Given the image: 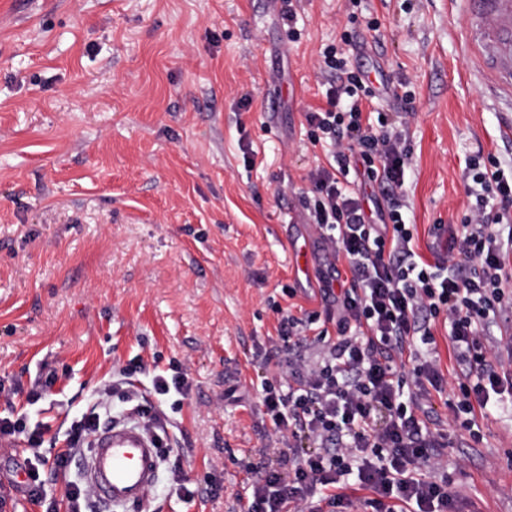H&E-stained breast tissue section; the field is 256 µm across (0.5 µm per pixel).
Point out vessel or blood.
Returning a JSON list of instances; mask_svg holds the SVG:
<instances>
[{"instance_id":"obj_1","label":"vessel or blood","mask_w":512,"mask_h":512,"mask_svg":"<svg viewBox=\"0 0 512 512\" xmlns=\"http://www.w3.org/2000/svg\"><path fill=\"white\" fill-rule=\"evenodd\" d=\"M468 17L465 44L474 73L504 104L500 129L512 135V0H459ZM85 481L113 512L146 501L159 479L156 440L143 426L116 421L96 432L82 460Z\"/></svg>"}]
</instances>
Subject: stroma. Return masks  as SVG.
<instances>
[{"label":"stroma","instance_id":"1","mask_svg":"<svg viewBox=\"0 0 512 512\" xmlns=\"http://www.w3.org/2000/svg\"><path fill=\"white\" fill-rule=\"evenodd\" d=\"M291 6L290 24L269 0H0V414L44 433L40 456L0 451V473L61 448L109 373L137 370L146 392L178 363L192 389L164 405L170 453L143 512H239L283 450L254 392L275 372L277 307L337 335L302 272L311 227L292 218L324 156L304 128L318 53L343 31L410 84L420 253L467 210L466 159H512L448 0H362L353 17L344 0ZM52 360L67 368L52 390L7 398ZM475 421L481 441L460 430L445 451L448 490L459 512H512V413ZM82 479L76 460L39 499L10 501L61 512Z\"/></svg>","mask_w":512,"mask_h":512}]
</instances>
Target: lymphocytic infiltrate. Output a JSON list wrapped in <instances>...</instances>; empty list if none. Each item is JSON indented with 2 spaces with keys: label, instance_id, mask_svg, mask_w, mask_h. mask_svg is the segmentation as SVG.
I'll list each match as a JSON object with an SVG mask.
<instances>
[{
  "label": "lymphocytic infiltrate",
  "instance_id": "lymphocytic-infiltrate-1",
  "mask_svg": "<svg viewBox=\"0 0 512 512\" xmlns=\"http://www.w3.org/2000/svg\"><path fill=\"white\" fill-rule=\"evenodd\" d=\"M350 32L319 52L326 104L307 109L308 140L326 151L308 174L309 223L323 230L326 250L346 260L320 278L324 298L337 306L336 341L311 333L315 316H282L270 359L278 378L263 381L258 403L285 445L263 483L254 485L244 512H452L448 474L440 463L460 428L479 438L475 407L495 406L512 394V336L492 339L502 314H512V171L494 154L466 161L470 199L457 225H437L432 261L415 249L404 196L411 159L407 132L391 112L411 96L406 82H373L352 66ZM354 185H344L345 175ZM448 321V340L462 365L458 393L446 400V421L433 420L427 401L446 382L431 322ZM131 370L106 381L100 395L72 423L65 448L46 459L50 475L65 473L87 438L110 421L112 400L123 415L147 423L163 412L154 396H187L183 371L153 379V396L134 390ZM370 490L349 494L350 482Z\"/></svg>",
  "mask_w": 512,
  "mask_h": 512
}]
</instances>
